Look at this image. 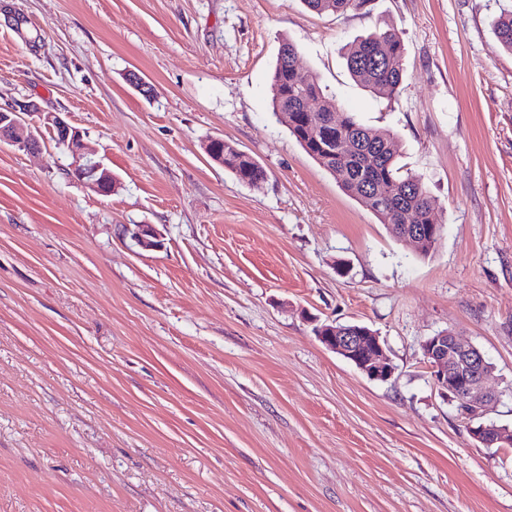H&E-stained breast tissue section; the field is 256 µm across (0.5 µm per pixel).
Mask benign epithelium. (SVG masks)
<instances>
[{
  "label": "benign epithelium",
  "instance_id": "7a95c632",
  "mask_svg": "<svg viewBox=\"0 0 512 512\" xmlns=\"http://www.w3.org/2000/svg\"><path fill=\"white\" fill-rule=\"evenodd\" d=\"M50 130L58 146L72 157V169L82 172L85 184L98 194L110 195L116 180L112 172L95 158L83 134L60 112H41L32 102H21L0 111V141L24 150H33L42 129ZM131 239L141 248L158 246L159 238L153 225L135 224L126 228ZM320 341L341 355L372 380L387 381L395 367L376 332L366 327L338 328L323 325L317 329ZM424 357L430 363L436 386L464 405L462 415H483L499 401V395L486 390L491 376L483 354L471 343L450 331H441L422 343ZM469 431L483 446L512 445V431L495 424L468 425Z\"/></svg>",
  "mask_w": 512,
  "mask_h": 512
}]
</instances>
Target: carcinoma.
<instances>
[{"label":"carcinoma","mask_w":512,"mask_h":512,"mask_svg":"<svg viewBox=\"0 0 512 512\" xmlns=\"http://www.w3.org/2000/svg\"><path fill=\"white\" fill-rule=\"evenodd\" d=\"M318 14L370 12L372 0H303ZM502 46L512 53V11L502 13L494 28ZM405 48L391 25L354 40L345 53L352 78L370 92L396 99L404 91ZM297 46L282 40L271 72L272 110L304 151L333 176L341 188L397 234L401 224H430L435 200L421 179L398 166L401 144L387 129L362 125L350 112L328 108L332 102L319 78L297 65ZM320 103L315 109L306 102ZM213 151L224 155V168L238 181H265L266 172L251 156L222 141Z\"/></svg>","instance_id":"cac0c4a2"}]
</instances>
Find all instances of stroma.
Here are the masks:
<instances>
[{"label":"stroma","mask_w":512,"mask_h":512,"mask_svg":"<svg viewBox=\"0 0 512 512\" xmlns=\"http://www.w3.org/2000/svg\"><path fill=\"white\" fill-rule=\"evenodd\" d=\"M0 109L61 112L112 171L102 196L53 142L0 143V512H512V446L470 436L422 343L449 330L493 366L512 430V0H9ZM391 24L398 103L344 52ZM336 105L393 131L443 237L394 238L271 108L282 39ZM137 72L145 97L127 80ZM263 166L239 182L202 144ZM127 224L161 245L137 246ZM376 331L369 379L320 324ZM373 0H303L306 7L319 14H343L347 11L370 12ZM133 228L126 226V232L131 239L141 248L151 249L157 247L160 242L158 234L151 224H132Z\"/></svg>","instance_id":"stroma-1"}]
</instances>
